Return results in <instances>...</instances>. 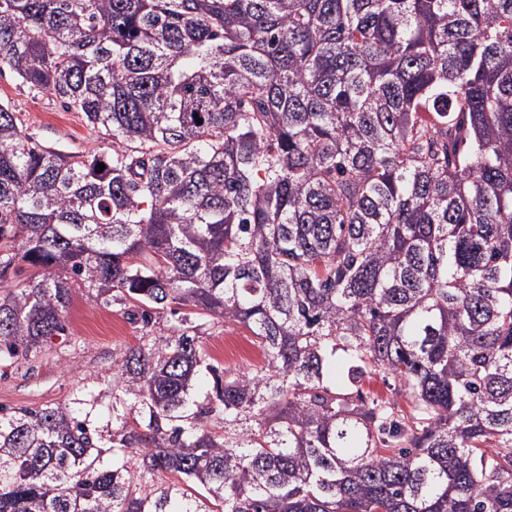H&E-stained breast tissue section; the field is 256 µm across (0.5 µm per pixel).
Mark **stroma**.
Listing matches in <instances>:
<instances>
[{
	"instance_id": "35a3bbf8",
	"label": "stroma",
	"mask_w": 512,
	"mask_h": 512,
	"mask_svg": "<svg viewBox=\"0 0 512 512\" xmlns=\"http://www.w3.org/2000/svg\"><path fill=\"white\" fill-rule=\"evenodd\" d=\"M0 101L10 103L28 134L41 143L71 153L112 144L104 132L91 129L79 113L66 111L54 96L23 87L12 74L0 75ZM64 334L52 337L27 358L0 364V408L69 405L86 394L98 398L99 424L112 420V365L128 347L137 345L144 329L167 334L174 316H156L150 327L128 320L123 312L104 305L95 290L71 292ZM202 347L220 366L237 369L259 365L264 357L251 332L206 316L200 329Z\"/></svg>"
}]
</instances>
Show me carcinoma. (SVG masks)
<instances>
[{"label":"carcinoma","mask_w":512,"mask_h":512,"mask_svg":"<svg viewBox=\"0 0 512 512\" xmlns=\"http://www.w3.org/2000/svg\"><path fill=\"white\" fill-rule=\"evenodd\" d=\"M4 70L112 148L0 102V362L76 284L189 312L113 362L112 434L0 410V512H512V0H0ZM0 101L10 103L26 132L43 144L70 153L112 147V138L104 130H92L79 113L66 111L54 96L23 87L7 70L0 76ZM197 323L203 324L199 330L202 347L220 366L238 369L263 363V354L255 345V338L247 328L236 325L224 326V319L210 316L198 319ZM224 342L228 345L225 354ZM251 353L255 356H251ZM371 378L372 379L367 381L362 388V394L364 397H367V399L369 397H375L380 399L396 400L400 405L404 407L406 406L403 401V397H399L394 394V382L391 379H389V383L385 382L383 374H375L372 375Z\"/></svg>","instance_id":"carcinoma-1"}]
</instances>
